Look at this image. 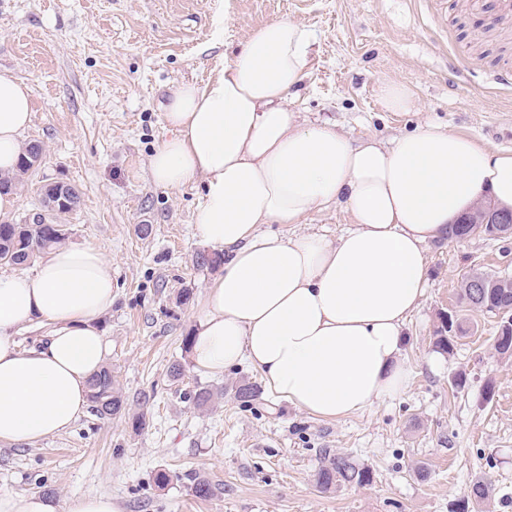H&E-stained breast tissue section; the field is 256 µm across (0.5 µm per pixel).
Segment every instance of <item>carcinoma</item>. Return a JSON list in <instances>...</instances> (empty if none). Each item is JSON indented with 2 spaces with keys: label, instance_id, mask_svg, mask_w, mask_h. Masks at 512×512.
I'll list each match as a JSON object with an SVG mask.
<instances>
[{
  "label": "carcinoma",
  "instance_id": "1",
  "mask_svg": "<svg viewBox=\"0 0 512 512\" xmlns=\"http://www.w3.org/2000/svg\"><path fill=\"white\" fill-rule=\"evenodd\" d=\"M67 237L68 229L64 224H0V263L22 265L37 253L65 242ZM483 280L485 287L477 296L466 284H461V298L477 310L512 316V286L503 283V277L498 274L485 273ZM438 333L436 347L451 354L456 339L464 335L466 329L459 320L444 316ZM494 350L503 358H512L511 321L500 324ZM89 398L97 415L104 418L118 415L124 409L123 396L111 368L105 367L92 376ZM338 482L367 484L370 472L349 456L328 454L317 473V483L321 489L328 490Z\"/></svg>",
  "mask_w": 512,
  "mask_h": 512
}]
</instances>
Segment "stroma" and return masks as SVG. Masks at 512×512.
<instances>
[{
  "instance_id": "1",
  "label": "stroma",
  "mask_w": 512,
  "mask_h": 512,
  "mask_svg": "<svg viewBox=\"0 0 512 512\" xmlns=\"http://www.w3.org/2000/svg\"><path fill=\"white\" fill-rule=\"evenodd\" d=\"M278 18L313 38L293 100L308 120L386 143L430 119L512 150V14L491 0H0V69L32 88L24 139L43 149L8 220L32 221L43 183L78 192L67 242L95 245L112 264L107 365L125 400L120 415L91 410L64 433L5 446L0 492L107 495L119 512H512V359L493 348L499 317L460 296L471 270L512 276V238L428 246V288L406 324L408 387L364 413L324 420L268 389L246 406L235 389L263 383L258 370L193 366L190 334L220 269L197 262L214 253L194 230L199 185L169 190L149 177L148 158L168 135L159 102L177 83L207 81ZM384 78L406 83L417 111H384ZM350 225L335 207L270 230L333 240ZM448 312L467 327L450 355L435 346ZM461 374L467 383L454 388ZM202 387L223 396L197 407ZM327 453L351 456L372 481L321 490ZM160 471L170 476L162 485ZM198 477L213 486L209 498L194 495ZM478 480L490 496L468 502Z\"/></svg>"
}]
</instances>
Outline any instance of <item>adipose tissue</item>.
Here are the masks:
<instances>
[{
	"label": "adipose tissue",
	"instance_id": "obj_1",
	"mask_svg": "<svg viewBox=\"0 0 512 512\" xmlns=\"http://www.w3.org/2000/svg\"><path fill=\"white\" fill-rule=\"evenodd\" d=\"M311 34L287 19L254 30L219 74L171 87L170 131L148 160L156 185L200 184L198 238L223 252L191 340L195 369L248 363L292 406L338 420L399 395L405 327L427 285L426 249L488 198L512 209V152L429 120L393 139L353 138L292 106ZM32 89L0 71V177L15 178ZM339 207L336 241L266 234ZM112 265L92 245H59L34 273L0 274V444H29L84 416L88 380L111 342ZM45 332L20 348L19 326ZM0 512H119L110 497L0 493Z\"/></svg>",
	"mask_w": 512,
	"mask_h": 512
}]
</instances>
